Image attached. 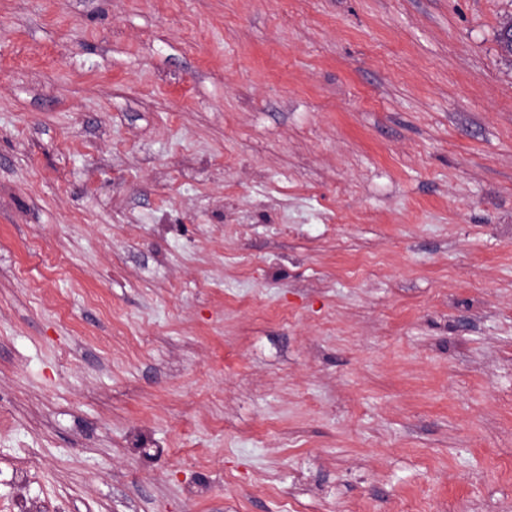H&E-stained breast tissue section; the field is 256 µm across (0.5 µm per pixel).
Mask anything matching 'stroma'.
<instances>
[{
	"instance_id": "35a3bbf8",
	"label": "stroma",
	"mask_w": 512,
	"mask_h": 512,
	"mask_svg": "<svg viewBox=\"0 0 512 512\" xmlns=\"http://www.w3.org/2000/svg\"><path fill=\"white\" fill-rule=\"evenodd\" d=\"M512 0H0V512H512Z\"/></svg>"
}]
</instances>
